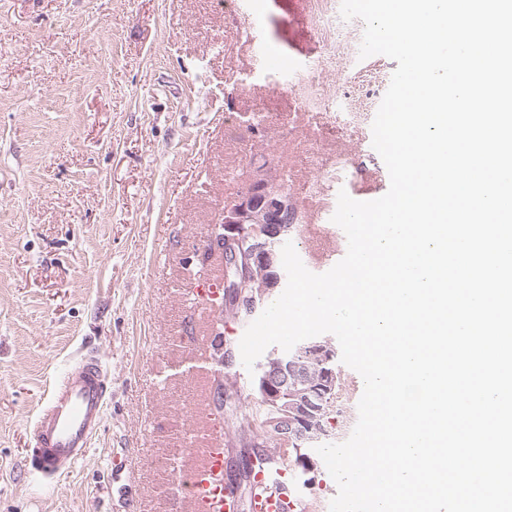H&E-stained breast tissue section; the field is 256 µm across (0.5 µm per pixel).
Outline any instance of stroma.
<instances>
[{"instance_id":"1","label":"stroma","mask_w":512,"mask_h":512,"mask_svg":"<svg viewBox=\"0 0 512 512\" xmlns=\"http://www.w3.org/2000/svg\"><path fill=\"white\" fill-rule=\"evenodd\" d=\"M339 5L0 0V512H187L181 436L226 438L255 403L241 358L220 412L213 372L184 370L247 328L191 301L224 278L207 243L225 204L256 170L285 178L321 274L345 247L339 191L387 190L369 136L397 63L322 31ZM81 352L107 371L104 422L45 486L25 468L35 421Z\"/></svg>"}]
</instances>
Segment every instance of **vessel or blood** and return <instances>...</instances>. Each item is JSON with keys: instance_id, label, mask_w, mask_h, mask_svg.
<instances>
[{"instance_id": "vessel-or-blood-1", "label": "vessel or blood", "mask_w": 512, "mask_h": 512, "mask_svg": "<svg viewBox=\"0 0 512 512\" xmlns=\"http://www.w3.org/2000/svg\"><path fill=\"white\" fill-rule=\"evenodd\" d=\"M106 392L105 371L90 354L75 360L56 385L34 426L36 454L30 467L43 482L54 481L83 457L102 424ZM185 446L201 454L199 464L183 471L176 482L178 492L190 501L191 512H214L219 505L225 512H238L233 489L215 480L224 468L220 440L208 433L193 434ZM285 499L280 485H266L263 476H256L252 512H280Z\"/></svg>"}]
</instances>
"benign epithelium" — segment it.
<instances>
[{
	"mask_svg": "<svg viewBox=\"0 0 512 512\" xmlns=\"http://www.w3.org/2000/svg\"><path fill=\"white\" fill-rule=\"evenodd\" d=\"M293 203L282 184L272 176L257 170L247 190L224 206L220 223L214 225L211 246L224 254V291L251 287L259 293H268L276 284L268 275L274 254L268 250L267 242L259 238L251 252L237 249L234 234L238 228L248 224L262 233L269 226L281 229L287 226V216L292 214ZM335 384L334 372L323 374L322 390L309 393L299 391L288 397V379L279 375L263 378L262 399L272 407L264 422L266 429L285 442L314 443L327 435L322 418L331 408L328 395Z\"/></svg>",
	"mask_w": 512,
	"mask_h": 512,
	"instance_id": "7a95c632",
	"label": "benign epithelium"
}]
</instances>
